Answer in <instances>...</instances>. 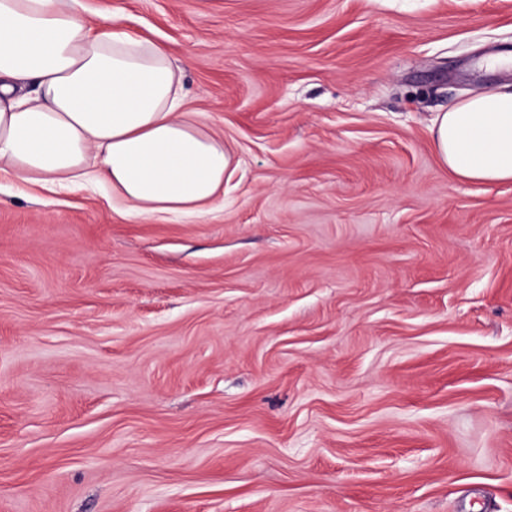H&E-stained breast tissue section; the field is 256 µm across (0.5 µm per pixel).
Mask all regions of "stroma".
Here are the masks:
<instances>
[{"label":"stroma","instance_id":"obj_1","mask_svg":"<svg viewBox=\"0 0 512 512\" xmlns=\"http://www.w3.org/2000/svg\"><path fill=\"white\" fill-rule=\"evenodd\" d=\"M162 43L207 214L0 174V512H512V182L434 113L512 0H69Z\"/></svg>","mask_w":512,"mask_h":512}]
</instances>
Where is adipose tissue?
Here are the masks:
<instances>
[{"label": "adipose tissue", "instance_id": "1", "mask_svg": "<svg viewBox=\"0 0 512 512\" xmlns=\"http://www.w3.org/2000/svg\"><path fill=\"white\" fill-rule=\"evenodd\" d=\"M437 156L457 178L512 181V91L437 113ZM231 156L183 108L170 51L87 26L67 0H0V173L24 186L94 178L132 216L200 215Z\"/></svg>", "mask_w": 512, "mask_h": 512}]
</instances>
